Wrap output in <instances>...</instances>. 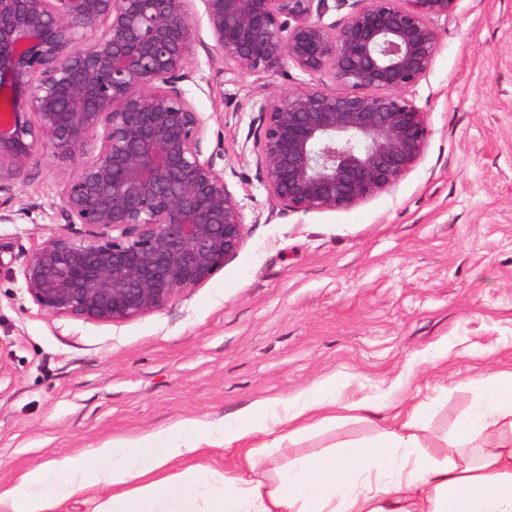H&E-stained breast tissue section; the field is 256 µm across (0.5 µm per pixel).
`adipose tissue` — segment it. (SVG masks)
<instances>
[{
	"label": "adipose tissue",
	"mask_w": 512,
	"mask_h": 512,
	"mask_svg": "<svg viewBox=\"0 0 512 512\" xmlns=\"http://www.w3.org/2000/svg\"><path fill=\"white\" fill-rule=\"evenodd\" d=\"M479 401L443 440L420 436L425 403L401 404L375 439L298 460L260 478L257 435L278 443L284 426L335 423L341 389L330 379L281 409L254 403L209 424L193 420L133 443L51 460L0 485V512H53L75 493L99 497L95 512H512V369L477 379ZM236 449L224 490L202 501L177 475L203 447ZM143 486L130 488L131 480Z\"/></svg>",
	"instance_id": "1"
}]
</instances>
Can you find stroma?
<instances>
[{"label": "stroma", "instance_id": "1", "mask_svg": "<svg viewBox=\"0 0 512 512\" xmlns=\"http://www.w3.org/2000/svg\"><path fill=\"white\" fill-rule=\"evenodd\" d=\"M200 44L183 86L205 120L246 240L207 282L122 323L54 317L21 271L63 230L72 163L39 149L12 185L25 216L0 221V484L52 459L135 442L183 420L222 419L300 397L330 378L348 399L431 405L446 437L478 394L471 380L512 367V0H460L439 18V50L412 92L430 136L399 183L349 210L281 212L259 177V108L321 77L295 66L229 74ZM448 357L432 365L438 350ZM385 414L346 418L266 449L262 472L375 436Z\"/></svg>", "mask_w": 512, "mask_h": 512}]
</instances>
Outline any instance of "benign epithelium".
<instances>
[{"label": "benign epithelium", "mask_w": 512, "mask_h": 512, "mask_svg": "<svg viewBox=\"0 0 512 512\" xmlns=\"http://www.w3.org/2000/svg\"><path fill=\"white\" fill-rule=\"evenodd\" d=\"M192 0H0V211L47 146L75 162L58 236L22 268L55 317L121 323L205 283L244 243L238 201L203 158L205 121L182 82L198 39ZM232 73L286 64L349 88L292 89L262 105L253 151L284 211L349 210L394 187L430 136L408 97L459 0H203ZM350 5L343 23H322ZM79 224L77 235L69 227Z\"/></svg>", "instance_id": "1"}]
</instances>
